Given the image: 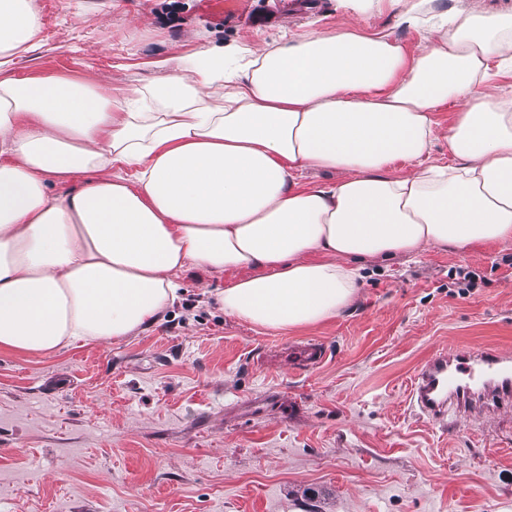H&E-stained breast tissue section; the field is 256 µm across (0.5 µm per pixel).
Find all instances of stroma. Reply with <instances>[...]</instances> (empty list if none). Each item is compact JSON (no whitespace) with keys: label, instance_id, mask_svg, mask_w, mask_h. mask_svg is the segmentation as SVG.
<instances>
[{"label":"stroma","instance_id":"obj_1","mask_svg":"<svg viewBox=\"0 0 512 512\" xmlns=\"http://www.w3.org/2000/svg\"><path fill=\"white\" fill-rule=\"evenodd\" d=\"M428 14L512 0H35L20 77L131 87L204 42L276 44L352 26L408 50ZM478 279L466 297L451 270ZM192 268L156 324L43 355L0 352V512H512V406L431 425L408 385L436 352L512 354V241L367 266L327 323L266 331L225 316ZM327 358L298 369L296 345Z\"/></svg>","mask_w":512,"mask_h":512}]
</instances>
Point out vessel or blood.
<instances>
[{"label": "vessel or blood", "instance_id": "obj_1", "mask_svg": "<svg viewBox=\"0 0 512 512\" xmlns=\"http://www.w3.org/2000/svg\"><path fill=\"white\" fill-rule=\"evenodd\" d=\"M298 365L312 368L325 358L321 343L295 351ZM408 398L423 419L444 424L449 414L494 411L512 405V358L491 350L448 349L429 357L413 376Z\"/></svg>", "mask_w": 512, "mask_h": 512}]
</instances>
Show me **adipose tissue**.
I'll use <instances>...</instances> for the list:
<instances>
[{
  "mask_svg": "<svg viewBox=\"0 0 512 512\" xmlns=\"http://www.w3.org/2000/svg\"><path fill=\"white\" fill-rule=\"evenodd\" d=\"M40 33L33 0H0L1 351L134 335L192 267L238 271L226 316L303 329L353 304L366 264L512 240V96L489 84L511 13L458 12L414 52L355 28L210 42L129 88L13 76ZM455 108L452 104L442 106L437 112V121H439L438 138L432 148V156L442 158L446 162H451V156L448 154V141L445 135L448 132V127L453 121Z\"/></svg>",
  "mask_w": 512,
  "mask_h": 512,
  "instance_id": "ef3b65f1",
  "label": "adipose tissue"
}]
</instances>
